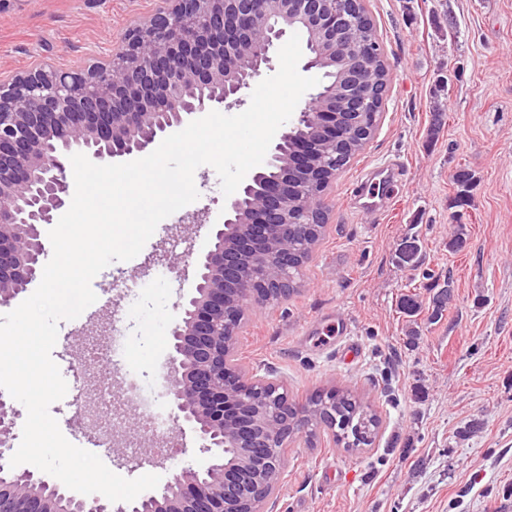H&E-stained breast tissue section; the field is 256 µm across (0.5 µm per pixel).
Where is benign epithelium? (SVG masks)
Here are the masks:
<instances>
[{
  "instance_id": "benign-epithelium-1",
  "label": "benign epithelium",
  "mask_w": 512,
  "mask_h": 512,
  "mask_svg": "<svg viewBox=\"0 0 512 512\" xmlns=\"http://www.w3.org/2000/svg\"><path fill=\"white\" fill-rule=\"evenodd\" d=\"M167 7L129 29L102 61L73 69L39 65L0 83V305L8 306L38 278L43 229L70 196L64 157L77 150L95 164L147 153L156 140L217 108L242 103L240 93L263 71L285 37L301 33L316 46L304 70L341 64L344 84L331 86L319 108L306 106L281 130L267 160L224 202V223L208 246L171 233L195 258L196 282L170 328V404L189 427L205 460L182 468L145 496L146 512H265L281 464L274 442L297 434L288 397L261 412L263 393L228 368L242 326L235 305L264 308L288 293L294 257L288 239L311 221L292 215L313 167L317 145L336 146L349 128L338 112L363 111L368 88L361 69L369 51L348 45L353 28L372 26L357 0H164ZM312 122L304 139L292 131ZM20 412L0 396V471ZM11 469V468H9ZM0 479V512H63L61 495L43 476L13 468ZM71 512H141L128 503L74 492Z\"/></svg>"
}]
</instances>
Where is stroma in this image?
<instances>
[{
	"label": "stroma",
	"instance_id": "35a3bbf8",
	"mask_svg": "<svg viewBox=\"0 0 512 512\" xmlns=\"http://www.w3.org/2000/svg\"><path fill=\"white\" fill-rule=\"evenodd\" d=\"M161 0H10L0 7V80L38 63L92 64L111 55L126 30ZM387 56L391 82L373 138L329 187L326 232L287 300L254 311L236 344L239 363L284 384L304 401L337 385L355 389L378 412L373 444L337 445L331 430L297 435L268 512H512V0H365ZM461 72L441 98L434 81ZM388 163L402 174L398 194L376 216L351 197L363 174ZM476 176L463 222L467 241L450 249L448 205L457 168ZM199 198L161 221L142 251L93 279L97 296L76 319L61 321L52 358L68 385L49 411L74 445L95 449L93 430L75 415L97 373L85 364L83 336L114 317L101 363L112 390L134 387L120 411L128 427L151 413L161 422L142 443L182 447L161 465L130 468L116 441L100 452L121 476L169 480L202 463L193 434H180L166 396L168 332L194 280L159 265L137 270L158 252L169 225L200 209L209 221L188 225L205 248L224 221L213 167L194 174ZM419 239L416 268L398 248ZM454 296L438 318L433 298L444 279ZM417 295L420 313L399 312Z\"/></svg>",
	"mask_w": 512,
	"mask_h": 512
}]
</instances>
